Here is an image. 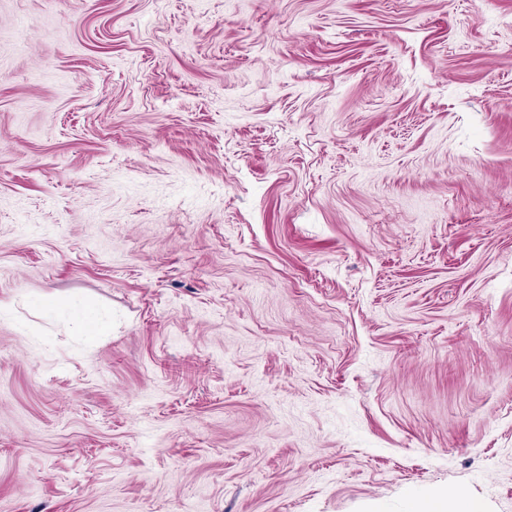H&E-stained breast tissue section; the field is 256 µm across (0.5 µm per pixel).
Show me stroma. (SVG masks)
Segmentation results:
<instances>
[{
    "label": "stroma",
    "mask_w": 512,
    "mask_h": 512,
    "mask_svg": "<svg viewBox=\"0 0 512 512\" xmlns=\"http://www.w3.org/2000/svg\"><path fill=\"white\" fill-rule=\"evenodd\" d=\"M0 302V512H512V0H0ZM450 503L453 505L452 508L449 507ZM418 511L484 512L485 509L480 502L467 497V495L460 490H455L450 494L436 496L431 498L430 500H427Z\"/></svg>",
    "instance_id": "obj_1"
}]
</instances>
